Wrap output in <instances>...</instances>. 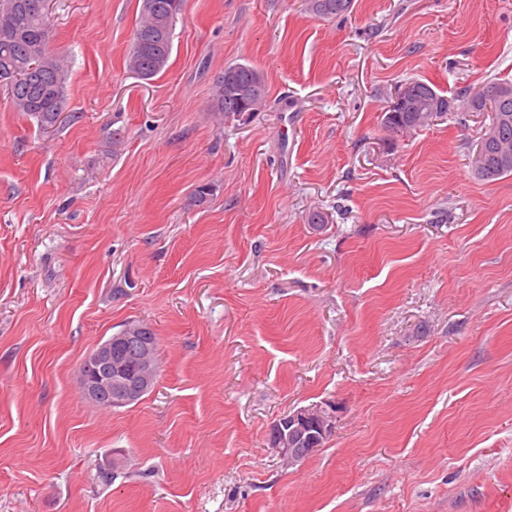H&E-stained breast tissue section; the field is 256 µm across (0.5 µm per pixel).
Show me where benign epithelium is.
<instances>
[{
  "label": "benign epithelium",
  "instance_id": "7a95c632",
  "mask_svg": "<svg viewBox=\"0 0 512 512\" xmlns=\"http://www.w3.org/2000/svg\"><path fill=\"white\" fill-rule=\"evenodd\" d=\"M142 328H126L109 337L88 356L81 376L82 395L94 401L111 394V403L123 406L140 399L158 375L150 337ZM333 428V416L321 406L303 407L281 417L270 429L269 444L290 464L299 461V447L319 449Z\"/></svg>",
  "mask_w": 512,
  "mask_h": 512
}]
</instances>
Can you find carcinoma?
<instances>
[{
	"label": "carcinoma",
	"instance_id": "carcinoma-1",
	"mask_svg": "<svg viewBox=\"0 0 512 512\" xmlns=\"http://www.w3.org/2000/svg\"><path fill=\"white\" fill-rule=\"evenodd\" d=\"M47 0H0V90L13 111L36 120L43 129L55 126L63 112L67 70L63 59L48 50L50 20ZM354 0H305L306 10L334 19L352 9ZM186 0H140L139 19L127 56V67L144 79L167 69L174 32ZM415 104L441 119L455 110L454 100L423 80L407 81ZM264 73L253 65L224 68L211 87V109L237 117L249 108L256 112L266 101ZM457 100L469 112H490L491 122L478 141L471 171L493 182L512 174V81L491 79L477 89L462 88ZM411 112H385L382 123L393 136L429 126L412 123Z\"/></svg>",
	"mask_w": 512,
	"mask_h": 512
}]
</instances>
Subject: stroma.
<instances>
[{
    "label": "stroma",
    "mask_w": 512,
    "mask_h": 512,
    "mask_svg": "<svg viewBox=\"0 0 512 512\" xmlns=\"http://www.w3.org/2000/svg\"><path fill=\"white\" fill-rule=\"evenodd\" d=\"M49 14L57 125L0 93V512H512V175L471 173L489 113L381 123L408 80L512 79V0H188L148 80L138 0ZM237 63L266 103L216 120ZM134 319L154 388L86 401ZM309 405L333 430L287 465L269 427ZM354 0H305L306 10L324 19H334L352 9ZM411 97L407 95L402 96L400 98H395L388 104L387 109L391 110V112H384L382 117V123L384 128L393 136H400L408 131H416L420 128H424L430 126L433 119L431 118L430 122L420 121L417 124H410L412 121V116L415 113L422 112H409L413 109L411 102ZM402 108L404 112H396L397 109ZM400 133V134H398Z\"/></svg>",
    "instance_id": "obj_1"
}]
</instances>
